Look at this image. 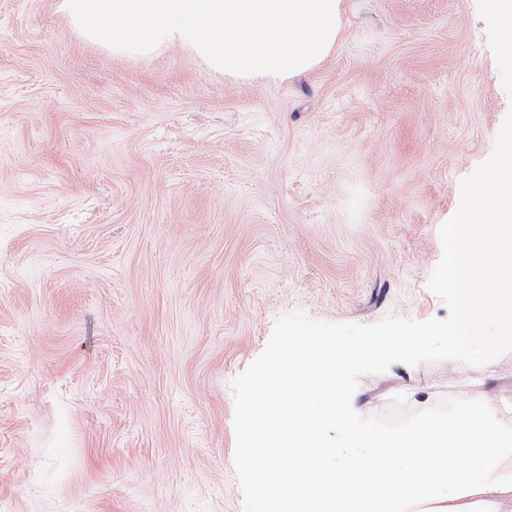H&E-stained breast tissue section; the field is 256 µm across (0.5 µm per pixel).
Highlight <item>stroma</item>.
<instances>
[{
  "label": "stroma",
  "mask_w": 512,
  "mask_h": 512,
  "mask_svg": "<svg viewBox=\"0 0 512 512\" xmlns=\"http://www.w3.org/2000/svg\"><path fill=\"white\" fill-rule=\"evenodd\" d=\"M511 112L487 0H345L280 83L0 0V512H243L234 379L282 315L447 318L439 229ZM451 398L512 425V352L398 362L352 405Z\"/></svg>",
  "instance_id": "stroma-1"
}]
</instances>
